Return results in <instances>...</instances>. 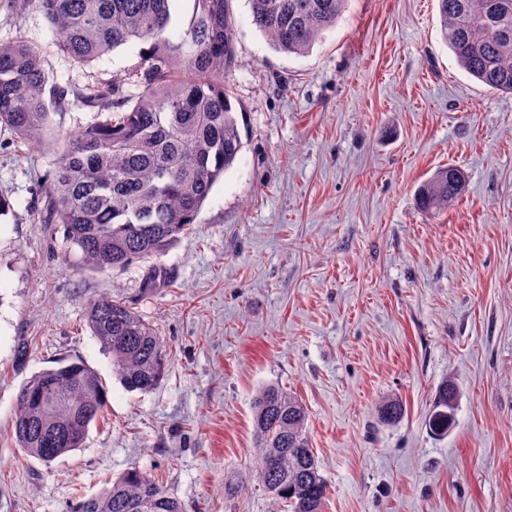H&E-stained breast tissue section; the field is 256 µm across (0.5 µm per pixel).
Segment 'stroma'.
<instances>
[{
	"mask_svg": "<svg viewBox=\"0 0 512 512\" xmlns=\"http://www.w3.org/2000/svg\"><path fill=\"white\" fill-rule=\"evenodd\" d=\"M243 148L194 228L121 271L82 269L42 223L45 148L0 128V512H69L136 468L186 512H270L255 483L251 402L276 384L303 403L329 484L324 512H512V94L489 89L443 39L438 0H349L307 55L275 51L231 0ZM25 40L54 82H111L123 46L88 66L45 17L0 0V42ZM467 176L448 210H418L436 169ZM169 284L144 291L147 276ZM133 300L170 351L153 390H127L86 325L91 299ZM26 350L18 361V350ZM82 361L108 391L82 448L45 465L19 447L17 397ZM453 381L446 433L428 426ZM402 400L400 422L376 403ZM375 412L381 423L393 424L404 416L405 407L398 398L388 396L378 403Z\"/></svg>",
	"mask_w": 512,
	"mask_h": 512,
	"instance_id": "1",
	"label": "stroma"
}]
</instances>
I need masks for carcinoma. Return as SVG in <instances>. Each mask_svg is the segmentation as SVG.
<instances>
[{"mask_svg": "<svg viewBox=\"0 0 512 512\" xmlns=\"http://www.w3.org/2000/svg\"><path fill=\"white\" fill-rule=\"evenodd\" d=\"M35 8L55 29L73 61L89 65L127 44H145L144 66L84 91L50 81L39 52L18 39L0 43V126L30 150L55 151L47 172L45 221L61 224L92 270L123 269L159 256L191 229L203 203L233 166L243 143L238 109L224 74L234 66L231 0H192L173 24L176 0H10ZM252 23L281 53L304 55L336 25L347 0H247ZM444 39L459 66L482 84L512 93V0H438ZM81 102L105 119L69 132L52 115ZM466 190L455 166L437 169L417 189L419 209H448ZM87 326L112 357L124 386L149 392L164 379L170 354L157 330L119 297L90 301ZM454 387L437 390L429 427L448 429ZM107 390L98 374L71 362L34 374L22 386L13 429L20 448L48 465L82 447L103 418ZM258 486L291 512H323L328 484L309 446L306 410L277 384L252 398ZM384 424L405 407L396 397L375 408ZM60 431L51 447L41 433ZM70 512H183L148 475L129 469Z\"/></svg>", "mask_w": 512, "mask_h": 512, "instance_id": "obj_1", "label": "carcinoma"}]
</instances>
